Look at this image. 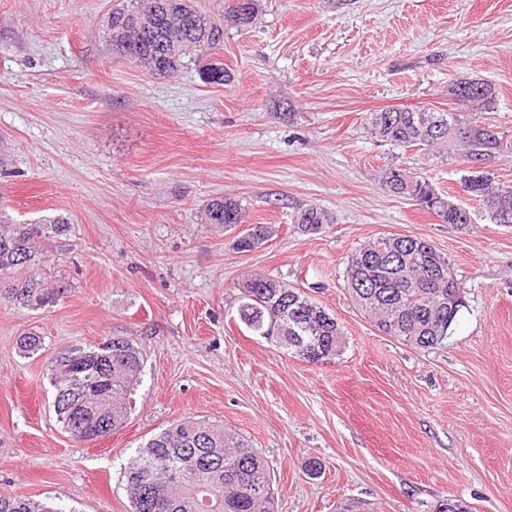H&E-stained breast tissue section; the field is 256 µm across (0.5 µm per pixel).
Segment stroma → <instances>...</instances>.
Returning a JSON list of instances; mask_svg holds the SVG:
<instances>
[{"instance_id": "1", "label": "stroma", "mask_w": 512, "mask_h": 512, "mask_svg": "<svg viewBox=\"0 0 512 512\" xmlns=\"http://www.w3.org/2000/svg\"><path fill=\"white\" fill-rule=\"evenodd\" d=\"M119 0H0V216L57 217L48 280L66 292L31 311L0 301V493L66 512H131L121 470L169 423L206 418L248 437L273 471L276 512H426L444 496L512 512V225L460 189L462 156L372 137L385 108L453 112L463 78L495 84L479 119L512 142V0H260L251 26L160 77L110 53ZM469 208L442 223L383 190L388 165ZM230 195L271 236L238 251L204 221ZM332 222L301 232L298 209ZM383 235L447 257L464 305L444 346L380 333L344 282ZM260 272L333 314L344 350L314 366L245 330L238 282ZM43 336L34 355L20 336ZM130 337L147 353L127 425L87 444L65 433L46 370L64 345ZM323 464L310 475V459Z\"/></svg>"}]
</instances>
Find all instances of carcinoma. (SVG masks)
I'll return each instance as SVG.
<instances>
[{
	"mask_svg": "<svg viewBox=\"0 0 512 512\" xmlns=\"http://www.w3.org/2000/svg\"><path fill=\"white\" fill-rule=\"evenodd\" d=\"M259 0H224L222 20L203 14L193 0H128L115 7L104 25L103 39L112 52L170 76L183 59L205 44L223 42L224 26L243 28L258 14ZM451 95L472 112H489L497 98L493 84L458 80ZM370 134L396 148L427 154H458L469 166L461 177L468 193L481 202L494 224L512 219V186H495L488 164L512 152L493 127L455 112L384 109L370 113ZM381 186L411 199L445 224H470L472 213L439 193L426 178L388 167ZM244 208L231 196L212 200L206 221L226 227L243 223ZM294 223L316 234L331 223L329 214L310 206L297 211ZM67 221L50 224L0 222V276L6 299L28 309L55 303L62 287H49L41 276V242L67 233ZM26 276H21L22 272ZM345 287L358 307L384 335L416 349H433L448 339V330L463 307L460 287L448 258L426 240L404 236L378 238L358 248L346 269ZM269 276L250 273L237 284L238 318L246 330L275 342L285 356L325 362L342 353L343 336L336 318L300 289L282 282L274 288ZM142 344L127 336L112 345L59 348L47 362L55 390L52 406L57 421L72 438L103 426L123 428L130 397L144 364ZM76 376L88 379L75 402L67 390ZM132 512H275L270 467L266 458L239 434L206 419L177 420L139 446L123 471ZM0 512H66L18 494H0ZM432 512H474L471 503L454 496L436 501Z\"/></svg>",
	"mask_w": 512,
	"mask_h": 512,
	"instance_id": "1",
	"label": "carcinoma"
}]
</instances>
